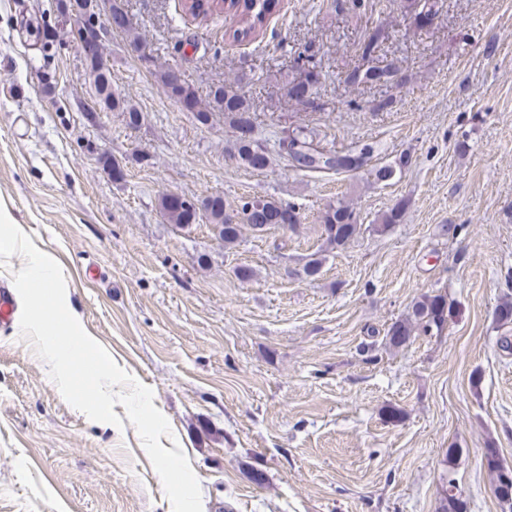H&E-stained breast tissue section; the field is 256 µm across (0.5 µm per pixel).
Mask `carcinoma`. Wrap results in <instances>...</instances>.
<instances>
[{"instance_id":"1","label":"carcinoma","mask_w":512,"mask_h":512,"mask_svg":"<svg viewBox=\"0 0 512 512\" xmlns=\"http://www.w3.org/2000/svg\"><path fill=\"white\" fill-rule=\"evenodd\" d=\"M278 7V0H240L234 9L228 12L232 26L228 35L235 41H243L256 36L271 14ZM104 23L114 32H125L129 46L136 49L141 40L130 28V20L125 5L121 0H113L112 14ZM384 38L381 30L371 33L361 44V57L368 60L374 56L380 39ZM85 81L95 97L99 110L103 112H120L126 126L136 129L141 126L143 114L131 104L128 97L112 89V71L106 64L105 45L100 43L90 47L84 53ZM400 71L395 60H387L379 65L365 69L356 68L350 72L345 82L355 84L365 82L380 87L398 85L396 77ZM158 78L164 92L179 107L190 113L201 125H207L216 114L224 116L235 133L234 156L245 167L254 171H264L272 165V157L256 139V115L249 99L237 93L233 88L218 82L210 85L207 99H201L194 88L174 76V68L166 65L158 71ZM318 82V73L309 70L301 82H288V96L294 101L305 100V104L315 103L314 86ZM288 156L289 165L299 171L312 175L348 173L351 168L349 158L360 155L369 158L375 151L371 144L363 145L358 153L353 151H332L320 147L314 130L306 125L292 129L282 144ZM408 201L399 200L380 219L377 225L383 232L402 221ZM159 208L166 221L182 228L206 220L211 224L218 238L224 244H235L242 235V230L252 232L267 231L275 227H292L299 223L295 208L274 197L251 199L236 206L224 201V196L212 194L196 198L188 203L168 192L160 196ZM326 244L333 249H343L361 230L357 213L352 204L338 201L327 205L320 217ZM457 315L454 302L448 300V294L440 291L424 293L412 306L408 316L394 322L386 334L385 345L396 350L406 346L413 336H431L442 333ZM484 459L489 472L493 475L494 485L501 484L503 471L512 472V467L504 466L498 449L488 447ZM440 512H469V503L462 493L448 492V478H443L440 490Z\"/></svg>"}]
</instances>
